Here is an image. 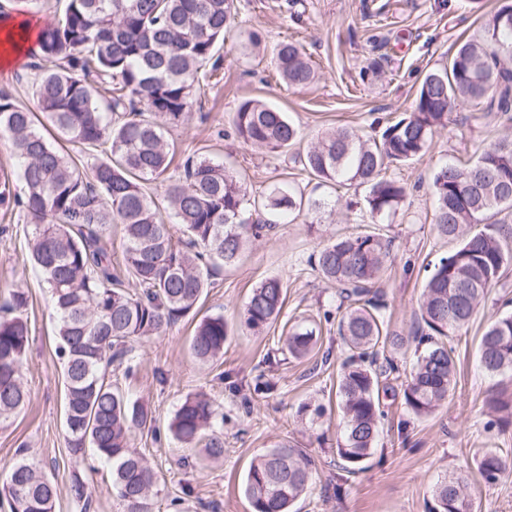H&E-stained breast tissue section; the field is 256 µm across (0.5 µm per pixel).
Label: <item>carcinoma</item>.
Listing matches in <instances>:
<instances>
[{
  "mask_svg": "<svg viewBox=\"0 0 512 512\" xmlns=\"http://www.w3.org/2000/svg\"><path fill=\"white\" fill-rule=\"evenodd\" d=\"M234 20V0H67L63 15L37 34L31 91L36 109L0 94V132L8 135L20 164L24 193L0 185V205L22 210L33 224L31 261L50 290L56 310V356L64 377L67 447L76 458L90 446L112 463V481L127 512H142L156 486L147 460L129 447L135 429L152 413L112 382V365L134 371L131 342L159 334L194 309L214 275L241 255L249 237L273 228V217L302 205L292 190L250 197L224 163L190 157L183 174L158 199L150 182L170 167L162 126L178 125L200 82L221 67L220 49ZM512 5L485 19L481 32L457 46L449 65L428 71L414 109L385 126L378 141L346 126L322 133L303 154L305 167L322 181L368 187L374 218L402 207L406 187L383 176L391 163L415 159L432 136L448 126L459 100L486 101L485 112L512 116ZM278 73L306 86L315 72L302 50L282 43ZM147 102V110L138 103ZM79 153L91 157V172L40 130L37 114ZM244 142L279 152L299 140L285 113L258 100L244 101L235 117ZM435 230L457 242L429 275L419 306L421 325L412 336L420 347L409 377L397 390L399 372L387 355L403 338L385 329L383 305L374 285L382 276L388 242L360 231L323 244L315 257L321 278L337 288L345 306L338 324L344 346L336 382L343 440L336 448L351 473L376 447L383 416L379 394L401 396L409 419L433 414L448 401L456 363L448 337L467 326L504 270L512 244L496 224L494 210L512 209V138L503 137L471 166L445 165L433 176ZM483 230L467 233L471 224ZM123 226L125 272L139 291L130 292L112 272L110 228ZM286 291L280 280L256 285L243 311L244 323L260 332L280 316ZM28 296L17 290L0 310V424L25 406L21 368L30 345L23 311ZM224 315L201 320L191 339L193 356L206 364L224 353ZM316 328L288 332V354L314 351ZM479 359L490 375L512 377V314L494 319L482 334ZM489 425H512V393L490 391ZM224 414L204 395L186 397L170 423L184 444L205 442L210 458L224 454L219 436ZM482 479L493 485L507 472L492 450L474 457ZM313 479L312 462L293 445L269 448L251 462L245 496L253 512H292ZM57 492L33 462L15 463L0 484L5 512H54ZM429 512H474L466 476L439 481Z\"/></svg>",
  "mask_w": 512,
  "mask_h": 512,
  "instance_id": "carcinoma-1",
  "label": "carcinoma"
}]
</instances>
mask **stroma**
Instances as JSON below:
<instances>
[{
	"instance_id": "35a3bbf8",
	"label": "stroma",
	"mask_w": 512,
	"mask_h": 512,
	"mask_svg": "<svg viewBox=\"0 0 512 512\" xmlns=\"http://www.w3.org/2000/svg\"><path fill=\"white\" fill-rule=\"evenodd\" d=\"M502 0H234L235 20L220 51L221 69L206 79L183 122L164 130L172 163L169 176L182 175L185 160L206 155L224 162L249 194L291 187L304 205L287 222L251 240L241 260L224 268L200 301L196 314L174 321L160 335L134 342L136 367L122 379L123 390L147 406L153 429L133 431L130 445L157 474L148 512H252L244 494L251 459L288 443L305 449L316 474L299 512H426L432 490L444 475L466 474L476 512H512V473L495 485L479 476L473 454L498 451L512 466V426L486 429L484 399L496 381L479 366V341L488 323L512 313V267L467 328L448 339L457 361L455 388L447 403L408 430L401 400L385 399V417L372 457L359 471L341 469L336 448L342 414L336 405V374L343 344L335 311L334 286L310 263L328 240L368 229L390 240L386 270L376 287L387 304V330L407 340L391 357L400 369L416 358L410 342L418 325V304L430 268L451 248L433 228V175L448 162L474 161L512 123L458 103L454 120L437 131L414 160L389 165L385 176L404 183L402 208L372 218L366 187L338 186L311 176L297 149L272 153L246 144L235 131L240 103L266 102L285 112L300 131L302 144L322 132L348 126L380 138L388 122L412 111L424 74L449 64L456 46L474 36L487 13ZM301 45L316 69L304 88L279 78L275 50L280 43ZM31 227L20 210L0 209V301L17 289L28 295L25 311L30 348L22 368L29 401L9 423L0 425V482L13 463L34 461L55 483V512H79L71 497L81 478L94 512H126L112 486L109 464L72 457L67 449L64 383L55 356V310L29 257ZM267 278L287 290L278 321L264 331L249 329L243 310L251 289ZM223 315L229 336L213 362H197L189 350L200 317ZM319 322L318 353L295 359L281 347L289 328ZM268 384L255 392L257 383ZM208 394L224 414V455L205 459L200 448L175 440L168 424L190 394ZM321 405L324 416L313 408Z\"/></svg>"
}]
</instances>
